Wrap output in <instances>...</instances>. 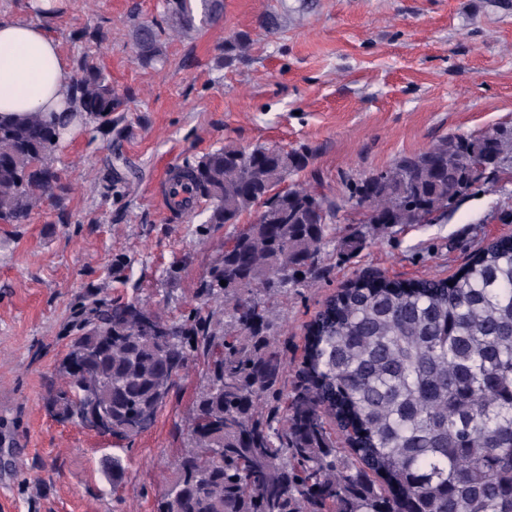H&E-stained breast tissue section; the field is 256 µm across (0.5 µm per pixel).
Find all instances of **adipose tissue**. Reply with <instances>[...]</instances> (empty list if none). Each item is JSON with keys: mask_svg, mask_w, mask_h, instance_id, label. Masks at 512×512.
Here are the masks:
<instances>
[{"mask_svg": "<svg viewBox=\"0 0 512 512\" xmlns=\"http://www.w3.org/2000/svg\"><path fill=\"white\" fill-rule=\"evenodd\" d=\"M73 74L47 29L26 18L0 20V113L62 112Z\"/></svg>", "mask_w": 512, "mask_h": 512, "instance_id": "adipose-tissue-1", "label": "adipose tissue"}]
</instances>
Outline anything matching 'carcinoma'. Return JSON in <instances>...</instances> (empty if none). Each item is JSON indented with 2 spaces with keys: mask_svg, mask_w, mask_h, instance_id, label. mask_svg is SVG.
Instances as JSON below:
<instances>
[{
  "mask_svg": "<svg viewBox=\"0 0 512 512\" xmlns=\"http://www.w3.org/2000/svg\"><path fill=\"white\" fill-rule=\"evenodd\" d=\"M223 9V0H165L161 21L136 25L140 61H162V38L213 24ZM247 43L245 33L224 42L222 63ZM124 103L82 55L69 111L0 115V224H28L62 203L56 147L75 119L107 127ZM312 157L304 144H228L176 167L169 207L231 227L200 283L202 308L174 319L137 298H82L57 367L65 385L47 380L46 405L81 427L108 418L111 436L130 443L201 357L185 446L155 512H512V239L482 248L451 286L357 276L314 321L286 387L269 300L277 283L304 285L338 209L315 188L281 187ZM499 173L512 177V126L404 153L352 184L362 219L339 247L355 254L371 233L423 224L480 175ZM252 211L259 222L241 223Z\"/></svg>",
  "mask_w": 512,
  "mask_h": 512,
  "instance_id": "1",
  "label": "carcinoma"
}]
</instances>
